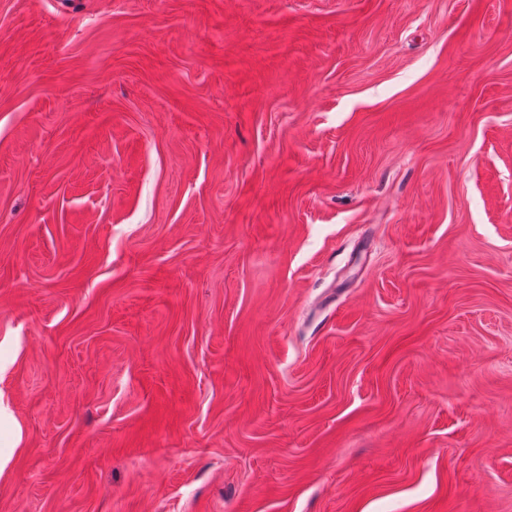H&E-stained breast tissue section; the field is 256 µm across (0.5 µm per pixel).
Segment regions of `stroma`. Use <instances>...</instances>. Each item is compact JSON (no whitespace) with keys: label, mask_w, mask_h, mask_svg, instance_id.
Instances as JSON below:
<instances>
[{"label":"stroma","mask_w":512,"mask_h":512,"mask_svg":"<svg viewBox=\"0 0 512 512\" xmlns=\"http://www.w3.org/2000/svg\"><path fill=\"white\" fill-rule=\"evenodd\" d=\"M0 512H512V0H0Z\"/></svg>","instance_id":"obj_1"}]
</instances>
